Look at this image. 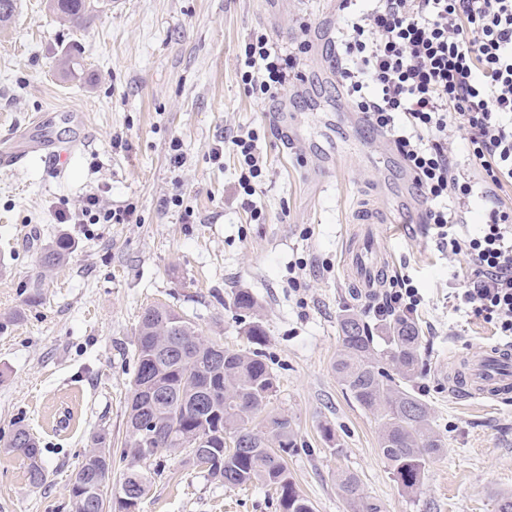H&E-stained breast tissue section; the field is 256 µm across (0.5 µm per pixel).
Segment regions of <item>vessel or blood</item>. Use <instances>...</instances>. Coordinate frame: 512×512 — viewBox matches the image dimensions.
I'll list each match as a JSON object with an SVG mask.
<instances>
[{
    "label": "vessel or blood",
    "mask_w": 512,
    "mask_h": 512,
    "mask_svg": "<svg viewBox=\"0 0 512 512\" xmlns=\"http://www.w3.org/2000/svg\"><path fill=\"white\" fill-rule=\"evenodd\" d=\"M41 152L52 163L65 162L69 147L43 139L32 138L23 133L14 138L10 146L0 150V167H14L30 153ZM369 233L351 243L345 251V265L349 281L360 289L373 291L383 287L388 275V260L385 253L374 252L372 236L377 224L372 214L362 216ZM451 389L463 400L476 397H512V347L495 345L482 350L463 367L450 373Z\"/></svg>",
    "instance_id": "obj_1"
}]
</instances>
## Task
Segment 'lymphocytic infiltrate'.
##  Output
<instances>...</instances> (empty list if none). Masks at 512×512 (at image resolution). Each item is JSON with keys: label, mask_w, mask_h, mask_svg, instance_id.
Returning <instances> with one entry per match:
<instances>
[{"label": "lymphocytic infiltrate", "mask_w": 512, "mask_h": 512, "mask_svg": "<svg viewBox=\"0 0 512 512\" xmlns=\"http://www.w3.org/2000/svg\"><path fill=\"white\" fill-rule=\"evenodd\" d=\"M336 75L373 132L389 137L423 196L433 238L468 258L454 298L468 313L512 338V206L492 201L487 221L469 237L457 233V207L474 188L512 186V0H374L336 38ZM252 94L272 98L297 79L293 55L266 36L250 38L241 60ZM462 131L478 173L475 184L453 175L449 126ZM259 135L248 131L214 148L232 151L244 195L263 169ZM418 288L395 278L373 307L377 320L417 314Z\"/></svg>", "instance_id": "1"}]
</instances>
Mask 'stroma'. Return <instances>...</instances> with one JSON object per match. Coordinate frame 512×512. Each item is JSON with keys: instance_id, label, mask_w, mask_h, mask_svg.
<instances>
[{"instance_id": "stroma-1", "label": "stroma", "mask_w": 512, "mask_h": 512, "mask_svg": "<svg viewBox=\"0 0 512 512\" xmlns=\"http://www.w3.org/2000/svg\"><path fill=\"white\" fill-rule=\"evenodd\" d=\"M17 3L0 26V141L34 114L68 110L87 115L89 138L64 173L37 157L0 169V316L19 314L0 327V512H70L71 477L87 450L99 440L122 447L145 308L168 304L239 350L248 346L232 305L240 289L261 304L273 406L298 431L288 469L315 512H351L336 489L340 470L360 477L380 512H495L496 493L512 491V399H458L448 372L499 339L454 300L468 260L427 232L402 158L351 121L336 80L339 0H101L83 31L57 20L47 0ZM254 34L296 56L302 78L277 97L255 98L241 80ZM250 130L264 170L248 197L236 155L216 162L210 151ZM92 194L112 208L135 203L132 222L59 223L58 212ZM365 209L386 221L391 273L410 275L422 297L413 388L448 440L416 494L390 474L376 418L333 369L343 311L373 317L343 265ZM60 237L73 249L43 271L40 252ZM35 286L41 297L31 303ZM19 425L42 448V487L4 450ZM163 465L140 512H280L273 488L226 487L179 451Z\"/></svg>"}]
</instances>
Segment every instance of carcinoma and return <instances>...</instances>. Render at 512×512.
<instances>
[{"label": "carcinoma", "instance_id": "1", "mask_svg": "<svg viewBox=\"0 0 512 512\" xmlns=\"http://www.w3.org/2000/svg\"><path fill=\"white\" fill-rule=\"evenodd\" d=\"M53 15L83 28L93 11L92 0H49ZM72 249L60 237L39 257L50 270L63 263ZM240 313L239 330L250 347L224 351L215 357L216 343L201 336L194 322L166 305L147 308L135 341L134 377L149 382L159 398L146 405L147 420L174 432L167 448H182L188 460L206 468L227 487L270 486L279 495L281 512H314L288 470V453L296 446L297 430L287 414L267 410L276 393V376L258 347L267 333L256 315L258 301L240 289L233 295ZM340 342L333 368L358 405L379 421V453L395 480L407 491L421 490L429 464L444 453L447 440L439 431L433 408L410 382L421 371L422 340L416 323L397 317L383 324L384 335H373L364 316L346 311L340 322ZM244 445L224 449L227 439ZM6 450L26 463L30 485L38 488L47 475L38 440L23 425L16 427ZM161 452L143 442L128 414L127 440L120 449L126 462L113 512H129L123 497L162 475ZM112 472V450L90 451L71 482V512H105L107 495L95 491L99 476ZM336 488L354 512H380L365 494L360 478L336 474Z\"/></svg>", "mask_w": 512, "mask_h": 512}]
</instances>
